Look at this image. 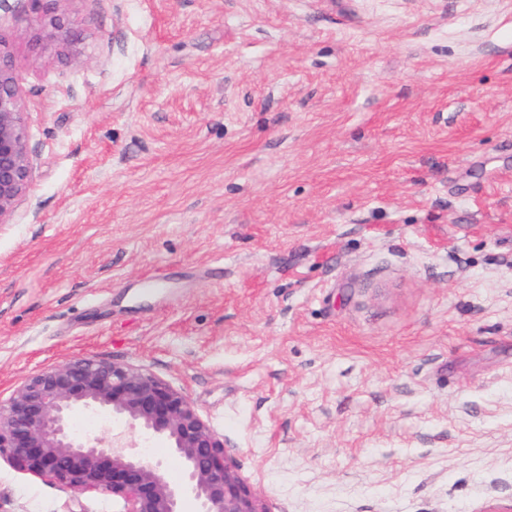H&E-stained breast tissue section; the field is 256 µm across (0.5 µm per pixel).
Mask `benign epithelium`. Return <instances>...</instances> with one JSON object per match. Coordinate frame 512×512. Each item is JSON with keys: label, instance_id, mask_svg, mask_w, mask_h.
<instances>
[{"label": "benign epithelium", "instance_id": "1", "mask_svg": "<svg viewBox=\"0 0 512 512\" xmlns=\"http://www.w3.org/2000/svg\"><path fill=\"white\" fill-rule=\"evenodd\" d=\"M49 46L69 49L73 28L56 16L41 24ZM35 176L28 105L14 64L0 50V224H10ZM78 410L107 413L130 428L164 438L181 466L169 479L162 461L147 459L124 433L108 440L71 428ZM74 493L101 490L123 512H267L239 474L224 437L186 394L131 364L78 357L27 377L0 400V458Z\"/></svg>", "mask_w": 512, "mask_h": 512}]
</instances>
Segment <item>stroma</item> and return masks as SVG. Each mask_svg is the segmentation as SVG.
<instances>
[{"instance_id":"1","label":"stroma","mask_w":512,"mask_h":512,"mask_svg":"<svg viewBox=\"0 0 512 512\" xmlns=\"http://www.w3.org/2000/svg\"><path fill=\"white\" fill-rule=\"evenodd\" d=\"M0 50L1 398L130 363L269 512H512V0H0ZM121 509L0 458V512ZM41 38L47 45L57 49H69L75 41L73 28L66 24L61 16L41 24ZM35 176L28 105L14 64L0 50V224H10Z\"/></svg>"}]
</instances>
